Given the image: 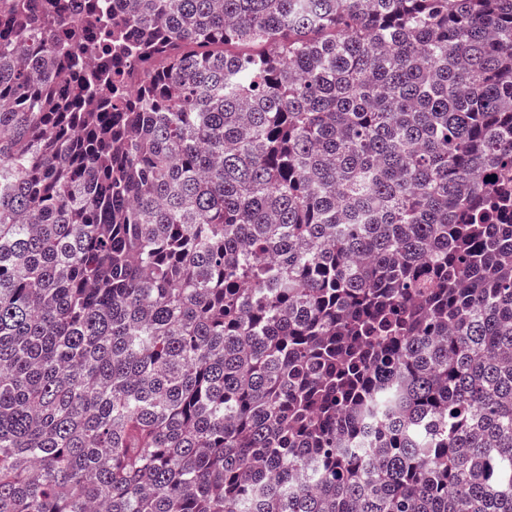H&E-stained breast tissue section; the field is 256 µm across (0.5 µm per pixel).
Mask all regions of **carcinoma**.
Returning <instances> with one entry per match:
<instances>
[{"instance_id":"carcinoma-1","label":"carcinoma","mask_w":512,"mask_h":512,"mask_svg":"<svg viewBox=\"0 0 512 512\" xmlns=\"http://www.w3.org/2000/svg\"><path fill=\"white\" fill-rule=\"evenodd\" d=\"M0 512H512V0H0Z\"/></svg>"}]
</instances>
